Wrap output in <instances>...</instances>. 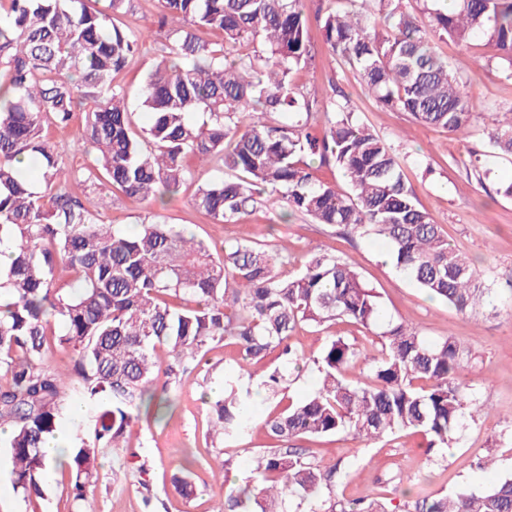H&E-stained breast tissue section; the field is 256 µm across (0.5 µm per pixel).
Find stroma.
<instances>
[{"mask_svg": "<svg viewBox=\"0 0 512 512\" xmlns=\"http://www.w3.org/2000/svg\"><path fill=\"white\" fill-rule=\"evenodd\" d=\"M336 0H305L314 63L293 74L297 85L313 84L323 92L339 86L348 96L356 118L373 129L403 157V171L420 205L440 224L449 242L465 253L477 273L493 289L490 307L479 317L457 313L447 304L430 299L390 263L385 243L376 236L347 235L341 229L312 223L301 214H290L287 204L268 207L258 203L248 214L230 224L214 223L193 204L198 187L217 177L216 166L192 164L180 191L161 210L169 224L187 227L216 248L239 241H261L289 262L283 274L295 273L310 250L339 257L351 264L363 282L374 289L386 317L413 324L420 335L436 341L454 337L471 353L467 376L484 414L464 423L459 444L428 449L421 434L401 431L373 441L339 433L296 440L324 465H337L342 474L338 495L359 499L382 494L389 512H404L408 497L439 496L477 491L512 473V197L494 195V188L512 181V155L489 156V134L503 112L512 106V77L494 67L479 66L486 48L482 39L461 45L450 39L437 42L439 53L471 89L475 117L465 134L452 136L417 122L407 112L380 105L361 86L357 76L338 67L323 42L319 19L336 8ZM157 0H133L131 10L118 24L151 29L141 50L132 56L114 82L124 89L134 131L150 123L141 105L142 81L165 56L167 42L157 34ZM485 158L491 170L485 183H477L471 163ZM355 341L360 362L347 370L356 379L370 371L378 346L361 326L336 321L320 327L301 325L289 339L292 347L308 356L318 354L332 338ZM240 353L227 342L211 344L200 365L170 386L173 416L159 424L133 423L128 447L106 458L101 478L87 500L74 504L67 474L53 471L43 497L25 499L13 489L7 448L0 447V512H212L223 501L226 484L251 481L253 454L269 447L271 440L261 421L277 412V400L268 398L262 382L268 369L280 365L271 353L251 368L238 371ZM233 378L255 394L253 424L242 440L216 449L209 436L210 403L221 396L226 378ZM233 465L227 482L212 478L211 471L224 459ZM144 462V477H129L123 486L110 479L112 470ZM190 467L192 498L180 496L171 477Z\"/></svg>", "mask_w": 512, "mask_h": 512, "instance_id": "35a3bbf8", "label": "stroma"}]
</instances>
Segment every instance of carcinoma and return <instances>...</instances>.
<instances>
[{"label": "carcinoma", "instance_id": "obj_1", "mask_svg": "<svg viewBox=\"0 0 512 512\" xmlns=\"http://www.w3.org/2000/svg\"><path fill=\"white\" fill-rule=\"evenodd\" d=\"M0 18V427L9 429L13 483L29 499L44 494L49 471L41 451L72 408L94 406L88 434L68 448L63 465L73 500L97 484L101 460L126 444L135 421L169 410L161 391L201 362L213 342L238 347L242 364L279 351L284 364L266 375L277 396L290 369L313 363L317 390L264 420L276 445L254 456V494L228 485L215 512H288L286 498L320 503L309 512H388L382 498L336 497V466H324L290 439L347 433L365 441L412 430L429 446L456 442L466 413L481 411L463 376L469 351L453 337L424 339L401 321L384 320L373 289L346 261L312 253L298 273L283 277L288 257L257 242H237L216 257L195 234L151 214L128 233L106 224L67 188L102 181L130 198L164 203L189 174L188 159L219 162L224 175L198 187L194 204L218 224L254 207L256 196L285 200L294 213L346 233L375 234L393 266L430 297L461 314H477L492 288L475 273L441 227L424 211L404 179L400 155L354 117L337 87L318 98L297 86L293 72L312 62L303 0H159V30L169 56L146 78L142 106L151 116L137 134L125 93L112 85L145 39L141 31L108 24L131 0H108L91 10L85 0H6ZM403 0H345L320 20L334 61L355 71L365 91L389 108L451 135L473 118L467 85L438 53L431 34L462 45L480 36L486 63L512 76V0H418L420 15ZM222 35L200 41L187 26ZM332 113L315 127L318 110ZM84 113L82 141L98 167L67 170L63 151L45 133ZM193 112L208 114L200 126ZM260 117H254L255 113ZM492 154H512V122L489 138ZM315 156L340 169L348 190L313 179L299 165ZM26 156L44 191L14 162ZM67 271L69 289L57 286ZM336 320L378 330L379 355L370 381L346 377L360 348L342 337L318 356L292 350L302 324ZM72 351V366L47 367L52 346ZM167 352L162 364L157 350ZM252 392L227 382L212 410V431L236 440L251 427ZM407 512H512V474L493 485L453 495L424 496Z\"/></svg>", "mask_w": 512, "mask_h": 512}]
</instances>
